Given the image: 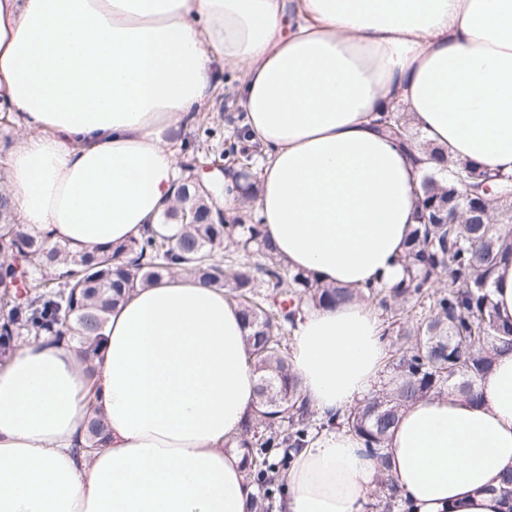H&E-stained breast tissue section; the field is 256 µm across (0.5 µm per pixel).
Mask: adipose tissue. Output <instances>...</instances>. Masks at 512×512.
<instances>
[{"instance_id": "adipose-tissue-1", "label": "adipose tissue", "mask_w": 512, "mask_h": 512, "mask_svg": "<svg viewBox=\"0 0 512 512\" xmlns=\"http://www.w3.org/2000/svg\"><path fill=\"white\" fill-rule=\"evenodd\" d=\"M242 70L252 201L290 269L391 285L417 222L422 146L377 127L399 108L449 159L512 174V0H0V107L25 134L5 190L19 224L74 253L141 237L183 181L173 132ZM92 368L42 336L0 361V512H247L236 447L257 402L239 309L168 277L113 309ZM375 313L304 311L290 364L316 416L376 391ZM402 414L390 440L413 512H505L512 353L477 385ZM104 446L86 445L90 418ZM379 472L350 432L295 457L276 512H363Z\"/></svg>"}]
</instances>
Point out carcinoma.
<instances>
[{"mask_svg": "<svg viewBox=\"0 0 512 512\" xmlns=\"http://www.w3.org/2000/svg\"><path fill=\"white\" fill-rule=\"evenodd\" d=\"M383 131L403 144L414 138L402 116L381 118ZM493 189L491 214L475 221L470 205ZM418 224L410 234L406 275L392 288L327 287L292 271L276 255L261 223L220 224L210 217V185L182 184L176 205L139 239L99 247L80 256L21 231L8 198L0 193V359L15 338L49 335L79 345L92 366L100 331L125 293L180 272L225 289L249 329L247 359L258 374V402L243 425L239 447L246 478L257 488L255 506L268 512L279 491V471L292 452L322 429L345 427L362 440L382 469L381 512H409L388 473V441L401 411L414 400L452 389L473 401L495 356L512 352V325L498 321L490 300L497 266L512 261V176L492 175L469 162H454L448 182L427 171L419 181ZM463 218L448 223V212ZM445 280L443 287L436 286ZM353 299L377 301L391 314L403 343L389 363L383 388L337 417L313 418L285 349L297 315L308 305ZM105 424L94 417L88 442L98 445Z\"/></svg>", "mask_w": 512, "mask_h": 512, "instance_id": "cac0c4a2", "label": "carcinoma"}]
</instances>
